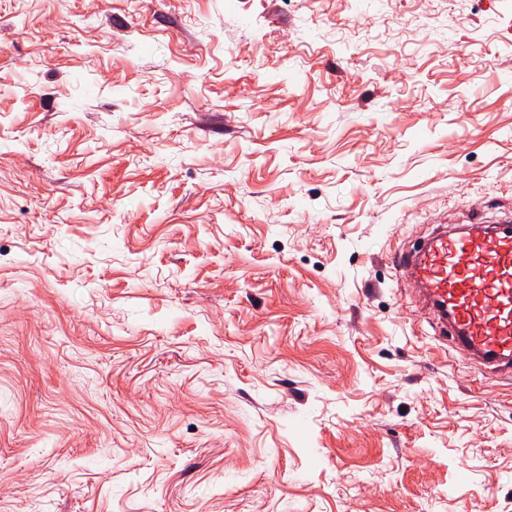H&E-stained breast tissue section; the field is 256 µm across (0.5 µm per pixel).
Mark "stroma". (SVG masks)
<instances>
[{
	"label": "stroma",
	"instance_id": "35a3bbf8",
	"mask_svg": "<svg viewBox=\"0 0 512 512\" xmlns=\"http://www.w3.org/2000/svg\"><path fill=\"white\" fill-rule=\"evenodd\" d=\"M506 211L512 0H0V512H512L390 262Z\"/></svg>",
	"mask_w": 512,
	"mask_h": 512
}]
</instances>
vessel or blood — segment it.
I'll list each match as a JSON object with an SVG mask.
<instances>
[{
    "instance_id": "b4317fda",
    "label": "vessel or blood",
    "mask_w": 512,
    "mask_h": 512,
    "mask_svg": "<svg viewBox=\"0 0 512 512\" xmlns=\"http://www.w3.org/2000/svg\"><path fill=\"white\" fill-rule=\"evenodd\" d=\"M394 263L461 358L492 375L512 373L511 218L438 227Z\"/></svg>"
}]
</instances>
